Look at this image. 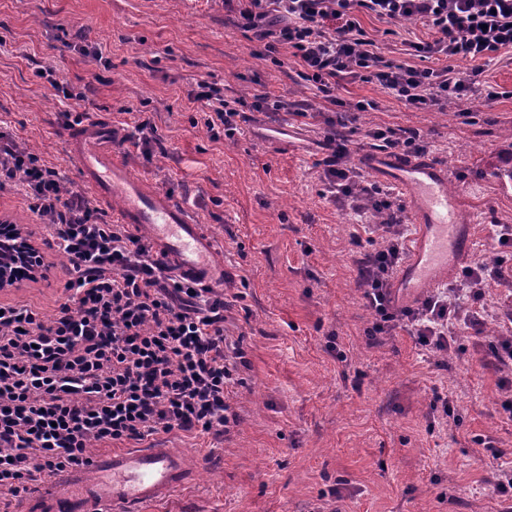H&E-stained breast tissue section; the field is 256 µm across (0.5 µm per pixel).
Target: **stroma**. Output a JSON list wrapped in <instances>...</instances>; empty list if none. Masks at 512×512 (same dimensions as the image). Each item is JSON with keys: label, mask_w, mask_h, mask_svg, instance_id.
Listing matches in <instances>:
<instances>
[{"label": "stroma", "mask_w": 512, "mask_h": 512, "mask_svg": "<svg viewBox=\"0 0 512 512\" xmlns=\"http://www.w3.org/2000/svg\"><path fill=\"white\" fill-rule=\"evenodd\" d=\"M45 69L55 83L40 78ZM297 70L254 55L225 22L224 0H0V126L76 190L69 116L108 121L113 150L207 225L229 272L224 328L244 356L231 398L238 424L220 438L157 435L187 450L198 479L144 512H500L494 486L512 471V414L502 408L512 368L482 357L490 338L512 343V320L500 316L512 290L486 291L477 306L488 328L460 335L458 355L426 350L400 329L367 336L354 227L318 195L323 102ZM203 82L247 102L261 83L318 116L258 113L237 140L216 138L192 100ZM336 94L379 104L357 114L353 156L368 152L370 129L419 130L474 218L472 256L512 255L492 232L512 225V181L500 177L512 167V98L478 91L457 108L418 112L372 83L346 79ZM138 118L161 140L148 156L125 140ZM1 219L31 232L51 269L0 291V302L21 299L51 319L66 299L68 261L10 185L0 188Z\"/></svg>", "instance_id": "stroma-1"}]
</instances>
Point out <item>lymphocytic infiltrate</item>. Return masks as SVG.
I'll list each match as a JSON object with an SVG mask.
<instances>
[{
	"label": "lymphocytic infiltrate",
	"mask_w": 512,
	"mask_h": 512,
	"mask_svg": "<svg viewBox=\"0 0 512 512\" xmlns=\"http://www.w3.org/2000/svg\"><path fill=\"white\" fill-rule=\"evenodd\" d=\"M233 26L261 58L288 50L297 75L317 96L345 112L377 109L374 100L337 97L341 80L372 82L420 112L447 107L482 87L484 66L512 53V0H224ZM367 15L425 28L426 40H404L413 66L387 59L362 29ZM457 60L472 62L468 74ZM195 102L211 132L235 139L248 112L308 118L306 101L269 93L252 104L201 85ZM372 149L417 156L429 144L404 127L367 131ZM345 130L329 126L320 161L319 195L361 227L353 243L358 286L375 320L373 336L401 329L435 350H450L461 330H480L474 301L512 282V263L477 261L458 280L433 289L416 307L397 306L392 280L407 255V208L389 186L363 178L351 162ZM22 187L29 209L67 257V300L42 319L29 303L0 308V493L88 465L96 444L142 441L175 430L228 435L237 423L229 401L241 385V351L224 334V296L178 278L151 246L109 222L86 194L62 192L56 169L0 133V187ZM381 207L384 224L369 211Z\"/></svg>",
	"instance_id": "f902f5d3"
}]
</instances>
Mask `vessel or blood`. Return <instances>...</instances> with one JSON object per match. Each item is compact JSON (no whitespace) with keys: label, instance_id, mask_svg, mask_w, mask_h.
Instances as JSON below:
<instances>
[{"label":"vessel or blood","instance_id":"obj_1","mask_svg":"<svg viewBox=\"0 0 512 512\" xmlns=\"http://www.w3.org/2000/svg\"><path fill=\"white\" fill-rule=\"evenodd\" d=\"M81 184L111 203L117 223L146 233L154 254L182 278L206 286L228 273L207 228L178 199L148 191L122 154L113 152L112 128L100 122L66 130ZM408 202L411 238L406 263L393 281L399 302L420 299L472 248L471 226L448 192V171L437 162L406 161L387 153L362 160ZM197 472L178 448L150 444L93 457L66 469L21 500L17 512H142L192 485Z\"/></svg>","mask_w":512,"mask_h":512}]
</instances>
